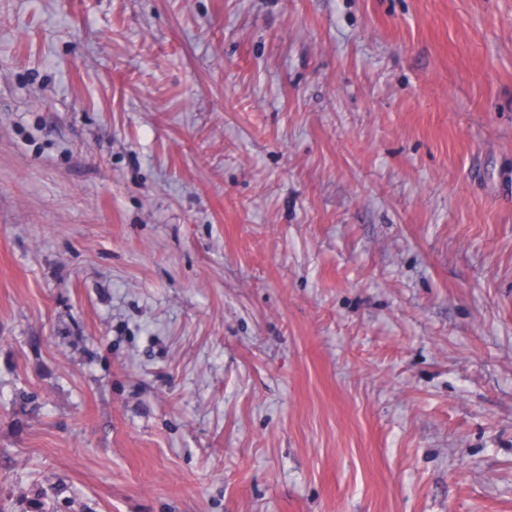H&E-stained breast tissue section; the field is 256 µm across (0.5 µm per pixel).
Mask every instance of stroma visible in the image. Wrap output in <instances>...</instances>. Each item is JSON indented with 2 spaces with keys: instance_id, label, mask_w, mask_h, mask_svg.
<instances>
[{
  "instance_id": "stroma-1",
  "label": "stroma",
  "mask_w": 512,
  "mask_h": 512,
  "mask_svg": "<svg viewBox=\"0 0 512 512\" xmlns=\"http://www.w3.org/2000/svg\"><path fill=\"white\" fill-rule=\"evenodd\" d=\"M512 512V0H0V507Z\"/></svg>"
}]
</instances>
